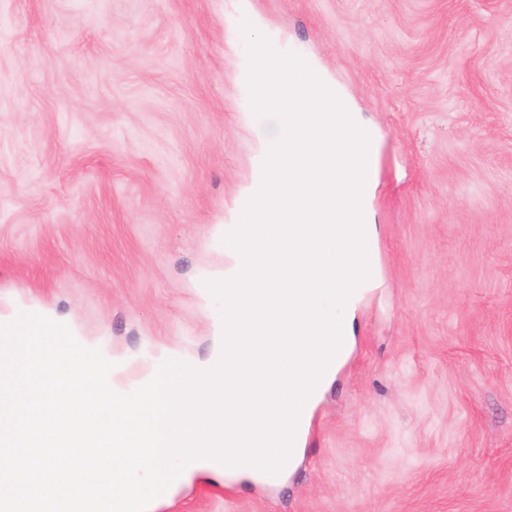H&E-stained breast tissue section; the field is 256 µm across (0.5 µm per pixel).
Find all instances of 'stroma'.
Segmentation results:
<instances>
[{
  "label": "stroma",
  "instance_id": "obj_1",
  "mask_svg": "<svg viewBox=\"0 0 512 512\" xmlns=\"http://www.w3.org/2000/svg\"><path fill=\"white\" fill-rule=\"evenodd\" d=\"M379 130L377 284L302 455L152 512H512V0H252ZM234 0H0V324L139 386L223 345L207 288L263 127Z\"/></svg>",
  "mask_w": 512,
  "mask_h": 512
}]
</instances>
